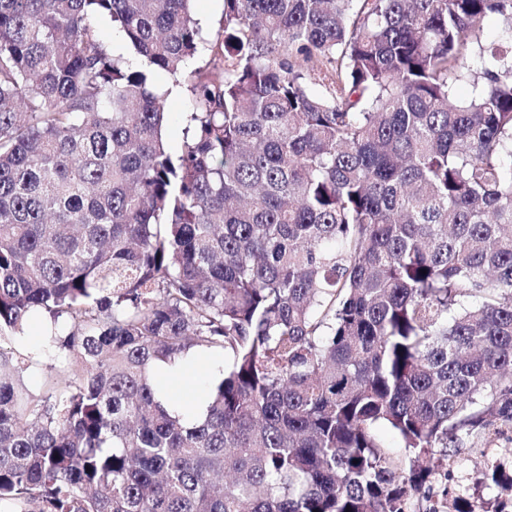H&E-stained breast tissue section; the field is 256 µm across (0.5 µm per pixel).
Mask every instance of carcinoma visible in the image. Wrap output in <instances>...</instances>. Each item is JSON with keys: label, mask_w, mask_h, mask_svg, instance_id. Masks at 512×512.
I'll list each match as a JSON object with an SVG mask.
<instances>
[{"label": "carcinoma", "mask_w": 512, "mask_h": 512, "mask_svg": "<svg viewBox=\"0 0 512 512\" xmlns=\"http://www.w3.org/2000/svg\"><path fill=\"white\" fill-rule=\"evenodd\" d=\"M192 2L0 0V512H440L512 431V0H224L208 42ZM42 315L80 369L32 386ZM98 31L111 50L116 53H123L133 63L138 62V59L132 54L127 45L118 37L109 19L103 18L98 21ZM166 110L164 140L172 153H179L186 136L187 116L193 111L191 97L184 90L174 91L167 99ZM512 434L504 436L487 435L483 433H474L465 438V446L454 457L453 469L460 479L458 492H454L458 487V477L453 470L448 471V492H454L448 495V504L446 501L439 503L438 508L445 512H453L452 502L456 496L476 500L477 498H493L497 490L494 487H488L479 483L481 471L488 463L487 458L492 455L488 448H494L497 456L504 457L509 461L510 457L505 452V448H512Z\"/></svg>", "instance_id": "1"}]
</instances>
